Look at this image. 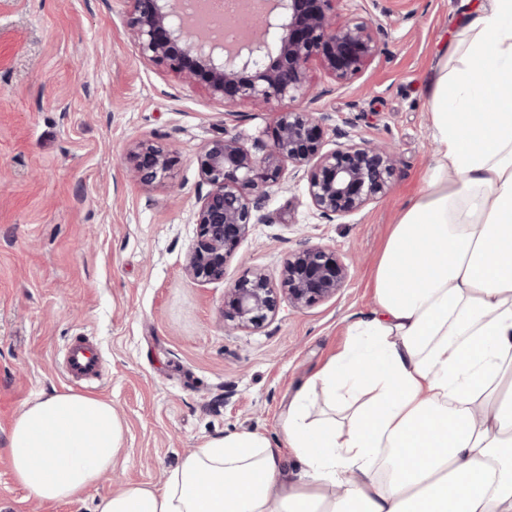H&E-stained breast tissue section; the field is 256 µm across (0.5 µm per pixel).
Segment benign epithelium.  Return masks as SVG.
I'll use <instances>...</instances> for the list:
<instances>
[{
    "instance_id": "benign-epithelium-1",
    "label": "benign epithelium",
    "mask_w": 512,
    "mask_h": 512,
    "mask_svg": "<svg viewBox=\"0 0 512 512\" xmlns=\"http://www.w3.org/2000/svg\"><path fill=\"white\" fill-rule=\"evenodd\" d=\"M341 0H262L244 14L249 37L227 44L204 32L183 0H129L127 25L141 57L162 65L188 85H202L226 107L273 102L270 143L259 153L237 134L207 143L197 158L209 186L195 213L196 239L185 266L192 280L222 281L228 260L254 224L285 171L306 179L310 203L328 220L351 216L382 199L398 156L387 145L356 142L336 128L340 139L326 148L325 116L299 107L312 90L309 65L319 60L336 82L359 74L374 58L378 25L370 19L339 22ZM132 177L149 185L167 179L175 152L148 142L130 150ZM346 266L336 251L304 243L288 254L279 280L261 268L240 277L224 292V326L250 329L274 315L278 291L296 309L326 300L343 288Z\"/></svg>"
}]
</instances>
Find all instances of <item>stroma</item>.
Instances as JSON below:
<instances>
[{
	"label": "stroma",
	"mask_w": 512,
	"mask_h": 512,
	"mask_svg": "<svg viewBox=\"0 0 512 512\" xmlns=\"http://www.w3.org/2000/svg\"><path fill=\"white\" fill-rule=\"evenodd\" d=\"M483 3L344 0L342 18L378 24L377 54L341 84L311 63L302 106L326 113L327 128L396 149L387 196L329 221L305 182L284 181L223 280L194 282L184 265L208 190L197 157L227 131L247 146L265 137L271 106L225 114L203 87L144 61L127 0H0V512H94L99 496L126 485H162L214 436L257 432L282 444L290 399L375 307L374 266L438 150L429 84ZM140 140L177 149L170 178L150 187L130 178ZM306 242L336 250L344 287L302 310L280 298L262 326L225 330V288L255 268L278 274ZM76 336L100 348L99 381L67 378L60 350ZM70 388L111 401L124 448L82 501L45 503L17 484L5 446L27 401Z\"/></svg>",
	"instance_id": "1"
}]
</instances>
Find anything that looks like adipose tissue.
Masks as SVG:
<instances>
[{
	"mask_svg": "<svg viewBox=\"0 0 512 512\" xmlns=\"http://www.w3.org/2000/svg\"><path fill=\"white\" fill-rule=\"evenodd\" d=\"M438 144L378 262L376 309L282 416L298 474L261 434L204 440L162 487L94 512H512V0H489L431 92ZM124 446L110 401L39 394L8 435L15 481L76 502Z\"/></svg>",
	"mask_w": 512,
	"mask_h": 512,
	"instance_id": "obj_1",
	"label": "adipose tissue"
}]
</instances>
